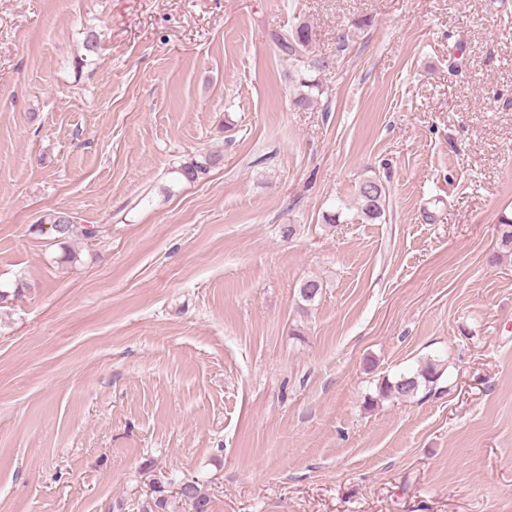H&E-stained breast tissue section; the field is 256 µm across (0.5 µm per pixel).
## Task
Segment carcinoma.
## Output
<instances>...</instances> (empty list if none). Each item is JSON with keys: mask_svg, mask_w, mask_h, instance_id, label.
Returning a JSON list of instances; mask_svg holds the SVG:
<instances>
[{"mask_svg": "<svg viewBox=\"0 0 512 512\" xmlns=\"http://www.w3.org/2000/svg\"><path fill=\"white\" fill-rule=\"evenodd\" d=\"M274 42L280 50L288 55L297 66L298 96L294 102L298 106H307L315 100V92L320 84L311 72H321L329 67L330 61L320 56L311 55L310 44L312 34L305 25L290 31H277L272 34ZM220 158L212 154L194 157L181 164L177 173L187 182L202 180ZM355 209L357 218L366 223H374L381 219L386 211L387 187L378 177H367L356 186ZM42 224L56 226L55 234L60 240L70 238L77 229L75 217L64 211L45 214ZM499 246L504 251L512 250V217L500 216ZM322 294V285L315 279L302 283L299 296L302 301L312 303ZM439 379L438 365L428 361L414 373L402 374L396 380L384 379L379 385V395L387 398L409 399L417 394L421 387L435 383ZM167 480L154 482L152 493L141 502L140 512H179V502L191 507V512H210V497L206 493L203 482L196 478L184 481L186 490L175 496L168 494Z\"/></svg>", "mask_w": 512, "mask_h": 512, "instance_id": "obj_1", "label": "carcinoma"}]
</instances>
